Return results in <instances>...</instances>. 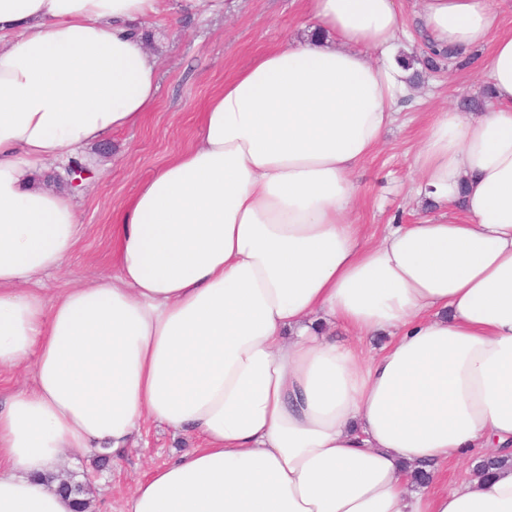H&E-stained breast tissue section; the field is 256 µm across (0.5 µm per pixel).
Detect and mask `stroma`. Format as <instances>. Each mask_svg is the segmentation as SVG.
Listing matches in <instances>:
<instances>
[{
	"instance_id": "obj_1",
	"label": "stroma",
	"mask_w": 512,
	"mask_h": 512,
	"mask_svg": "<svg viewBox=\"0 0 512 512\" xmlns=\"http://www.w3.org/2000/svg\"><path fill=\"white\" fill-rule=\"evenodd\" d=\"M148 47L159 59L158 101L137 128L113 132L81 150L76 160L94 175L73 191L81 235L70 267L44 277L54 294L112 272V217L138 184L172 154L189 147L208 98L248 60L305 30L298 0H170L169 8L143 22ZM416 97L403 107L379 149L355 171L359 201L356 223L382 235L389 224H405L420 209L411 192L419 132L433 112L484 101L482 72L451 66L421 70ZM188 434L147 425L120 459L104 469L91 451H66L60 473L90 480L91 512H119L147 468L196 447Z\"/></svg>"
}]
</instances>
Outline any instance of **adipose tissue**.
<instances>
[{"label":"adipose tissue","mask_w":512,"mask_h":512,"mask_svg":"<svg viewBox=\"0 0 512 512\" xmlns=\"http://www.w3.org/2000/svg\"><path fill=\"white\" fill-rule=\"evenodd\" d=\"M160 2L0 0V372L34 371L0 407V512H74L63 450L120 457L148 421L198 445L123 512H512V465L448 482L512 454V28L490 0H422L409 32L399 0H301L304 39L128 199L112 276L46 296L79 225L35 177L153 108L133 30ZM411 36L485 53L490 96L421 130L412 192L441 213L373 244L352 175L413 93Z\"/></svg>","instance_id":"ef3b65f1"}]
</instances>
